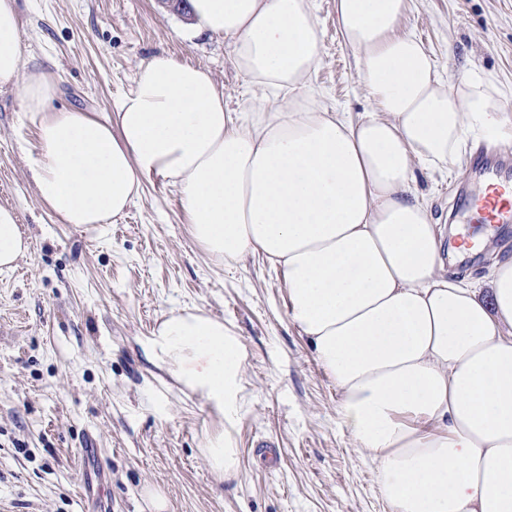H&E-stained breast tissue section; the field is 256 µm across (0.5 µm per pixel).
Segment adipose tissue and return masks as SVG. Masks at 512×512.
<instances>
[{
  "instance_id": "1",
  "label": "adipose tissue",
  "mask_w": 512,
  "mask_h": 512,
  "mask_svg": "<svg viewBox=\"0 0 512 512\" xmlns=\"http://www.w3.org/2000/svg\"><path fill=\"white\" fill-rule=\"evenodd\" d=\"M409 2L336 0L375 106L355 121L309 85L323 36L311 0H188L191 32L224 36L235 70L272 94L250 112L230 109L208 70L166 56L111 112L46 111L56 81L20 73L16 0H0V87H22L35 194L61 223H111L158 179L178 188L210 257L260 255L281 274L388 512H512V256L479 289L448 274L443 228L415 189L416 168L445 173L469 146L511 139L512 114L492 80L445 84L398 29ZM28 250L0 207V272ZM151 346L217 417L235 411L245 353L223 320L170 311Z\"/></svg>"
}]
</instances>
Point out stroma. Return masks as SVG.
Segmentation results:
<instances>
[{
	"instance_id": "obj_1",
	"label": "stroma",
	"mask_w": 512,
	"mask_h": 512,
	"mask_svg": "<svg viewBox=\"0 0 512 512\" xmlns=\"http://www.w3.org/2000/svg\"><path fill=\"white\" fill-rule=\"evenodd\" d=\"M323 30L310 77L321 108L357 119L373 103L336 26V0H313ZM21 71L53 74L48 111H111L155 55L207 68L230 107L265 95L231 65L223 36L187 40L166 0H17ZM402 29L432 53L443 79L475 72L512 88V0H411ZM38 131L20 87L0 89V206L30 251L0 273V512H148L146 486L169 512H388L378 472L337 414L339 394L288 317L267 260L220 263L197 246L177 188L148 183L116 222L88 232L42 207L30 173ZM415 186L447 221L456 193L480 188L472 167L416 169ZM448 270L473 282L512 255V224L456 221ZM223 319L241 341L237 416L218 419L156 366L154 328L174 309ZM226 432L239 450L221 480L204 455ZM276 459L261 458L258 441Z\"/></svg>"
}]
</instances>
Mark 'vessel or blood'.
Listing matches in <instances>:
<instances>
[{
	"mask_svg": "<svg viewBox=\"0 0 512 512\" xmlns=\"http://www.w3.org/2000/svg\"><path fill=\"white\" fill-rule=\"evenodd\" d=\"M473 167L485 177L487 190L462 198L461 210L473 224H511L512 204L498 202L493 189L512 183V152L503 150L493 155L477 152L473 158Z\"/></svg>",
	"mask_w": 512,
	"mask_h": 512,
	"instance_id": "vessel-or-blood-1",
	"label": "vessel or blood"
}]
</instances>
